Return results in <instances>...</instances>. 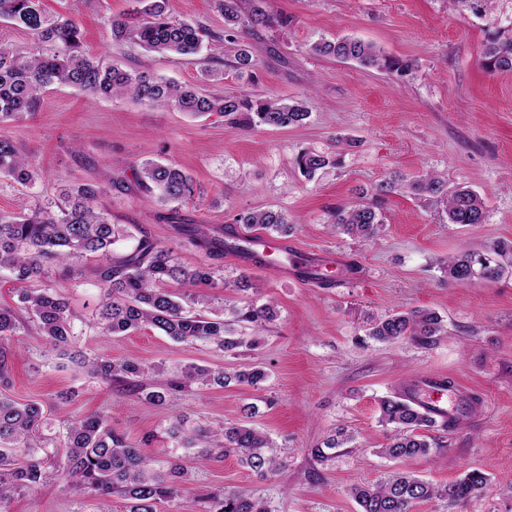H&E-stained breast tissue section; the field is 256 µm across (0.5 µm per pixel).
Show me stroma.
Masks as SVG:
<instances>
[{
    "instance_id": "1",
    "label": "stroma",
    "mask_w": 512,
    "mask_h": 512,
    "mask_svg": "<svg viewBox=\"0 0 512 512\" xmlns=\"http://www.w3.org/2000/svg\"><path fill=\"white\" fill-rule=\"evenodd\" d=\"M52 13H73L83 47L105 63L149 71L202 93H251L259 98L306 100L307 123L283 129L239 130L215 115L148 109L128 99L94 98L73 88H47L34 115L0 123V136L21 139L41 172L34 187L0 179V212H30L58 199L66 179L101 182L130 175V165L152 157L188 171L205 191L182 214L196 224L228 227L243 211L281 210L294 221L297 245L333 251L352 270H333L330 284L274 278L267 270L223 256L206 258L185 244L160 217L154 195L136 187L110 188L97 206L132 234L147 233L173 248L186 266L210 262L223 286L213 293L237 300L233 286L248 274L259 301H274L278 318L258 345L230 356L202 343H177L148 329L109 339L88 327L96 288L51 279L85 320L80 338L89 352L114 360L212 369L260 364L270 376L261 389L230 386L188 390L171 405L155 406L121 394L87 367L57 359L30 336L12 342L8 388L21 402L49 410L50 428L109 410L113 428L137 440L153 434L152 451L169 447L164 427L176 414L189 422H238L245 404L257 405L254 424L279 444L286 466L260 478L229 457L192 468L184 493L158 512H199V494L239 490L268 498L275 512H357L350 489L400 468L445 485L469 470L490 479L480 497L456 505L417 504L412 512H512V271L494 282H449L440 271L449 256L478 243L512 244V73L490 74L478 64L484 33L478 20L451 11L446 0H268L288 16L287 33L250 36L258 59L255 79L238 75L234 45L205 44L194 60L113 44L112 18L130 13L134 0H44ZM173 19L224 30L213 0H168ZM356 36L412 63L404 78L365 70L310 52L320 39ZM219 69L207 81L202 72ZM339 135L357 139L342 167L306 179L295 159L306 149L331 151ZM445 175L449 186L469 185L485 200L486 223H448L441 207L407 194L391 195L380 235L364 242L331 230L330 209L354 201L360 189L393 172ZM415 308L436 311L446 335L423 347L404 338L380 343L367 329L375 320ZM438 373L467 389L459 423L431 433V456L396 462L378 453L387 431L378 421L380 398L414 376ZM73 392L69 402L60 394ZM351 447L320 463L311 456L338 429ZM11 512H125L122 497H90L65 487L16 494Z\"/></svg>"
}]
</instances>
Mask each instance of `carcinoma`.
Instances as JSON below:
<instances>
[{
    "mask_svg": "<svg viewBox=\"0 0 512 512\" xmlns=\"http://www.w3.org/2000/svg\"><path fill=\"white\" fill-rule=\"evenodd\" d=\"M166 2L135 0L133 20L112 19V42L136 44L162 55H198L211 34L199 25L170 19ZM214 2L224 15L220 39L239 44L233 67L241 74H252L255 60L241 41L260 30L283 32L288 19L268 11L265 0ZM448 8L465 11L482 24L485 42L479 56L481 68L488 73H512V0H448ZM0 21L25 29L34 41L33 52L26 55L0 44V123L20 121L35 112L43 90L53 84L67 85L92 97L129 98L149 108L171 107L194 116L216 113L237 129L300 126L311 116L302 101L262 100L247 94L206 96L154 74H132L106 65L81 50V32L72 17L48 14L42 0H0ZM310 50L392 77L407 76L412 69L410 62L357 37L322 39ZM341 163L342 154L337 152L305 150L296 158L299 170L308 178ZM132 174L137 185L156 193L159 202L168 206L163 220L186 226L189 242L206 255L230 249L244 239L225 228L191 224L179 213L178 204L193 198L202 201L204 192L178 166L138 159L132 164ZM0 175L29 187L41 178L26 156L23 142L10 137H0ZM106 189L100 182L68 181L61 190L62 201L54 207L42 206L22 214L0 213V268L10 269L18 283L16 305H0V387L5 389L10 383L12 337L32 330L60 357L89 367L111 384L129 387L139 400L153 405L172 404L195 385L224 388L235 384L260 389L269 377L260 365L215 371L188 364L170 375L162 363L147 366L131 359L114 361L79 347L75 315L68 302L55 289L39 286L54 275L77 285L95 282L100 294L93 319L101 335L112 338L151 329L177 342H203L235 356L240 349L252 346L255 337L278 317L271 301L232 305L228 319L219 314L209 317L204 315L214 311L209 294L179 296L162 287L174 281L214 288L217 278L208 264L193 268L179 265L172 249L146 234L130 250L115 251L114 245L128 239L129 234L125 225L112 223L97 209V200ZM397 192L444 202L450 224H484L488 218L484 199L468 186L450 190L447 180L432 171L415 178L395 172L362 192L360 200L329 211L328 224L335 232L372 241L385 224V199ZM234 223L261 230L271 238H286L293 229L285 212L272 209L238 214ZM93 257L98 262L91 265L88 260ZM511 267L512 245L497 242L483 243L449 258L443 271L448 280L467 284L477 279L496 281ZM239 323L249 324L252 333H237L234 325ZM443 334L440 316L418 308L377 321L368 336L383 343L409 337L428 346ZM379 411L380 423L391 426V431L378 454L393 460L430 454L433 444L420 434L438 427L429 415L397 395L382 398ZM47 420L48 409L43 404L21 403L0 392V512H9L14 493L21 489L52 487L42 433ZM165 433L172 443L168 453L172 462L164 472L147 450L153 436L133 442L112 428L109 414H89L67 426L61 442L66 448L65 458L56 470L55 481L89 496L116 493L127 501L126 512H157V504L180 495L191 463L235 455L242 466L261 478L284 466L276 441L247 421L187 428L177 417ZM349 440L338 430L324 445L312 449L313 457L325 462ZM487 485L486 475L476 469L444 486L398 470L375 485L353 487L351 495L358 512H410L413 505L434 498L450 504L468 501L482 494ZM199 502L203 512H272L266 499L237 491L211 492Z\"/></svg>",
    "mask_w": 512,
    "mask_h": 512,
    "instance_id": "cac0c4a2",
    "label": "carcinoma"
}]
</instances>
